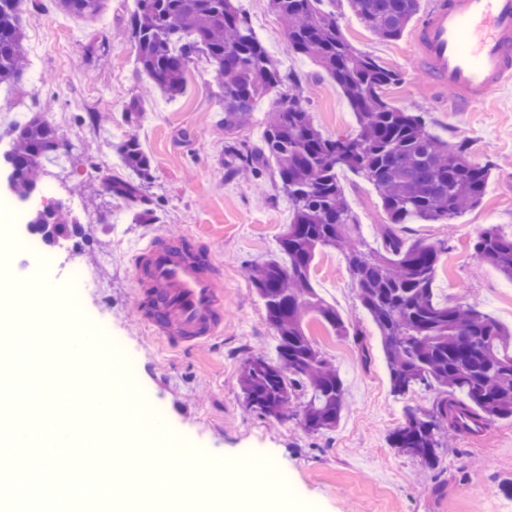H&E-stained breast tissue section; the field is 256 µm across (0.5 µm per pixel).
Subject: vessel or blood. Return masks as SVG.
<instances>
[{
    "instance_id": "obj_1",
    "label": "vessel or blood",
    "mask_w": 512,
    "mask_h": 512,
    "mask_svg": "<svg viewBox=\"0 0 512 512\" xmlns=\"http://www.w3.org/2000/svg\"><path fill=\"white\" fill-rule=\"evenodd\" d=\"M430 87L464 112L512 82V0H429L411 38ZM139 318L170 347L193 348L224 331L222 269L190 234L159 235L134 250Z\"/></svg>"
}]
</instances>
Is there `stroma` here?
Here are the masks:
<instances>
[{
    "mask_svg": "<svg viewBox=\"0 0 512 512\" xmlns=\"http://www.w3.org/2000/svg\"><path fill=\"white\" fill-rule=\"evenodd\" d=\"M239 3L281 67L301 78L318 129L327 136H354L358 123L347 98L314 62L287 51L269 0ZM26 8V44L39 67L28 75L24 98L9 95L0 108L29 113L49 105L60 138L73 147L64 165L45 161L40 190L18 207L26 213L42 209L45 190L52 187L82 224L84 252H75L73 240H59L51 248L58 261L46 268L47 278L64 284L65 264L76 256L102 280V287L87 289L81 298L89 326L106 324L114 359L135 362L131 387L144 393V405H158L169 438L217 461L244 456L257 466L276 462L288 476L291 500L313 512H512V494L504 489L512 481L511 419L494 421L477 435L455 436L431 468L393 448L391 437L406 408L432 409L438 393L419 389L393 396L379 334L336 250L317 253L311 281L359 334L336 335L314 314L304 319L306 332L344 381L345 406L336 428L312 433L299 416L275 421L246 408L242 364L257 353L275 356L277 339L244 265L277 253L292 213L273 174L255 183L229 177L224 146L231 137L260 143L277 95L259 99L249 120L227 136L222 92L205 59L189 66L182 97L146 94L134 48L118 37L134 0H107L92 20L56 10L50 0H27ZM339 22L354 47L400 73V82L385 92L389 102L422 113L429 129L448 142L467 140L473 160L493 163L478 206L448 223L406 225L401 235L408 243L426 240L441 247L434 283L439 300L476 307L512 327V282L474 250L486 228L512 236V83L470 111H449L420 73L409 35L379 39L346 10ZM135 99L143 116L132 129L123 110ZM132 132L152 165L147 194L153 217L140 224L104 186L108 176L122 173L114 146ZM339 178L361 237L380 246L378 226L386 218L372 185L348 171ZM161 233L199 236L222 265L224 334L195 351L170 350L138 318L132 247Z\"/></svg>",
    "mask_w": 512,
    "mask_h": 512,
    "instance_id": "stroma-1",
    "label": "stroma"
}]
</instances>
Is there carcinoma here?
<instances>
[{"label":"carcinoma","mask_w":512,"mask_h":512,"mask_svg":"<svg viewBox=\"0 0 512 512\" xmlns=\"http://www.w3.org/2000/svg\"><path fill=\"white\" fill-rule=\"evenodd\" d=\"M284 24L289 52L318 64L347 96L358 116L354 137H327L315 126L301 94V79L281 71L257 38L237 0H137L128 34L140 73L169 98L182 94L189 64L203 55L224 97V132L233 133L255 102L272 92L279 105L262 143L231 141L228 168L264 176L276 166L292 220L278 239L287 257L249 268L266 318L278 339L277 359H247L241 370L244 401L252 411L283 420L293 398L305 393L303 424L329 430L340 419L343 380L303 328L307 313H318L337 333L348 326L326 305L310 280L317 251L343 253L363 308L376 325L391 389L403 396L417 387H437L432 410L406 412L392 445L433 467L438 449L454 434L475 435L496 420L512 419V330L474 307L438 301L433 283L441 248L425 240L406 244L399 225L421 220L449 222L483 197L490 168L471 160L464 142L455 145L430 132L421 115L390 104L384 90L400 74L357 51L343 34L336 0H269ZM104 0H54L57 9L94 18ZM346 6L377 36L400 37L421 11V0H346ZM23 0H0V85L25 84ZM9 149L14 193L32 195L44 162L60 138L50 120L36 112L14 126ZM126 177L110 176L106 190L124 200L140 218L152 215L144 187L151 163L131 133L117 145ZM350 170L381 198L387 223L382 245L355 238L357 220L337 175ZM30 231L47 245L83 236L68 210L45 207L28 217ZM479 258L512 280V237L485 229L475 243Z\"/></svg>","instance_id":"carcinoma-1"}]
</instances>
